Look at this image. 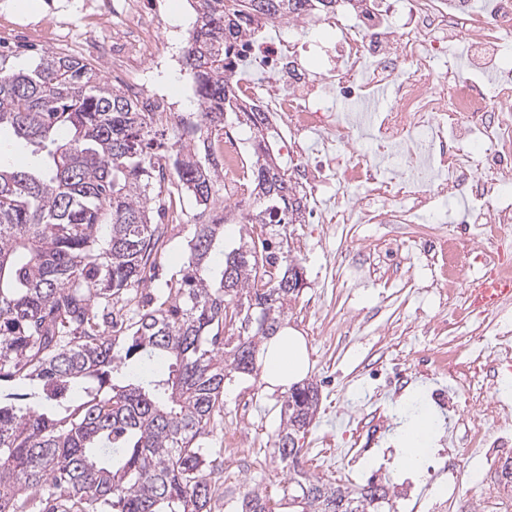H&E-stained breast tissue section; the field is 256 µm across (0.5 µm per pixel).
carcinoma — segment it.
Instances as JSON below:
<instances>
[{"instance_id":"carcinoma-1","label":"carcinoma","mask_w":512,"mask_h":512,"mask_svg":"<svg viewBox=\"0 0 512 512\" xmlns=\"http://www.w3.org/2000/svg\"><path fill=\"white\" fill-rule=\"evenodd\" d=\"M312 1L336 7L191 0L182 63L200 120L183 125L177 149L157 139L163 113L82 57L45 51L28 72L0 68V134L33 157L26 169L0 161V512H211L223 463L202 439L224 413L226 385L258 374L304 279L296 259L248 231L292 224L300 211L288 207L268 127L244 113L258 214L239 218L244 233L229 245L215 206L222 167L206 143L240 114L225 50L251 37L252 18L299 15ZM174 194L194 203L187 261L145 296L167 232L155 217ZM155 361L165 368L143 371ZM318 404L310 380L282 396L273 454L288 466V512H384L385 483L352 489L298 474L302 449L288 444ZM232 512L274 510L253 489Z\"/></svg>"}]
</instances>
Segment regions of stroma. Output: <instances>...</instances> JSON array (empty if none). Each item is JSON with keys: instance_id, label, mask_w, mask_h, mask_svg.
<instances>
[{"instance_id": "1", "label": "stroma", "mask_w": 512, "mask_h": 512, "mask_svg": "<svg viewBox=\"0 0 512 512\" xmlns=\"http://www.w3.org/2000/svg\"><path fill=\"white\" fill-rule=\"evenodd\" d=\"M157 31L167 51L181 56L195 12L188 0H159ZM407 224H318L268 226L264 237L274 252L290 251L301 263L304 285L292 301L288 329L306 342L310 379L320 388L318 411L302 440L304 467L311 477L342 479L359 486L370 477L386 478L392 487L414 484L416 493L435 494L437 484L412 483L397 466L395 431L413 395H420L436 415H443L433 397L435 381L417 367L424 350L438 337L426 335L429 320L442 307L431 282L441 275V262L422 254L395 269L366 245L380 238L407 236ZM364 320L360 335L346 334L344 324ZM281 387L264 378L232 383L224 393V418L206 439L223 450L224 435L239 432L242 448L236 474L226 475L223 490L211 501V512H229L228 498H242L260 488L280 499L288 470L274 458L270 440L279 425ZM376 422L381 431L363 445L353 467H345L344 449L353 447L362 425Z\"/></svg>"}]
</instances>
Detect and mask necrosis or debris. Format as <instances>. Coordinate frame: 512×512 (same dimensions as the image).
Returning <instances> with one entry per match:
<instances>
[{"label": "necrosis or debris", "mask_w": 512, "mask_h": 512, "mask_svg": "<svg viewBox=\"0 0 512 512\" xmlns=\"http://www.w3.org/2000/svg\"><path fill=\"white\" fill-rule=\"evenodd\" d=\"M124 29L108 45L95 38L71 40L64 8L46 14L38 28L22 31L0 24V45L19 37L78 53L111 52L112 76L141 99L167 100L169 93L148 86V63H159L166 47L156 37L157 20L140 0H88L84 23L107 31L114 17ZM269 35L231 50V64L255 61L261 76H237L238 103L258 109L276 127L294 160L288 179L308 215L319 224H411L403 244L415 254L420 243L435 247L449 271L467 263L472 273L449 291L456 305L439 317L435 335L447 345L433 349L432 375L455 382L465 395L456 405L455 426L463 431L468 462L474 464L480 512H512V495L487 482L506 450L512 449V404L496 394L487 365L512 368V319L504 297L489 311L472 307L469 295L488 275L512 279V62L504 54L512 40V0H346L330 15L306 12L269 23ZM328 32L317 41L314 31ZM464 43L467 71L439 69L449 49ZM359 104L341 118L329 109L335 98ZM367 125L373 151L352 147L355 125ZM317 137L316 162H309L307 141ZM224 161V202L249 212L248 163L238 138L224 131L211 141ZM336 184L334 205L321 209L315 198L322 186ZM448 197L463 204L469 224L472 261H464L455 233L440 217L418 221L420 209ZM496 418V431L479 419ZM456 455L443 459L432 474L442 493L419 501L426 512H460L458 496L465 474Z\"/></svg>", "instance_id": "necrosis-or-debris-1"}]
</instances>
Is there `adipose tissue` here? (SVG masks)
Masks as SVG:
<instances>
[{
    "mask_svg": "<svg viewBox=\"0 0 512 512\" xmlns=\"http://www.w3.org/2000/svg\"><path fill=\"white\" fill-rule=\"evenodd\" d=\"M264 379L271 385L288 387L306 378L309 361L303 337L284 332L265 345L262 355ZM440 421L429 408L400 425L395 434L398 460L412 473L419 475L431 452Z\"/></svg>",
    "mask_w": 512,
    "mask_h": 512,
    "instance_id": "obj_1",
    "label": "adipose tissue"
}]
</instances>
